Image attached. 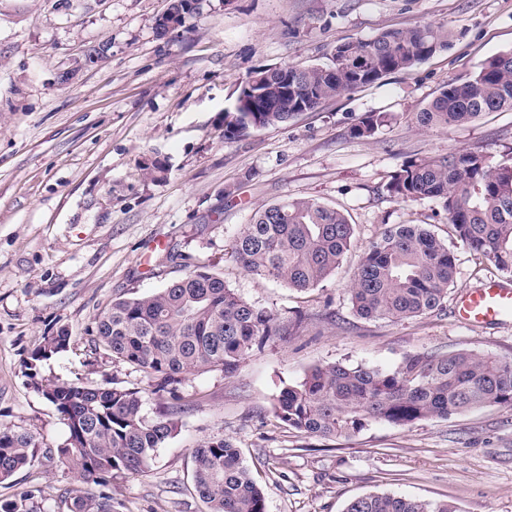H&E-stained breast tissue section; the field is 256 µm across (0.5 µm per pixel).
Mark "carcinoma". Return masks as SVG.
I'll use <instances>...</instances> for the list:
<instances>
[{
  "mask_svg": "<svg viewBox=\"0 0 512 512\" xmlns=\"http://www.w3.org/2000/svg\"><path fill=\"white\" fill-rule=\"evenodd\" d=\"M197 0H170L179 24ZM444 22L389 30L336 47L328 66H288L293 95L283 101L278 76L252 71L263 94L250 112L224 110V139L235 140L288 122L305 109L397 72L408 71L448 47ZM356 48L367 56L358 73L346 64ZM512 111V51L482 63L464 81H453L416 115L423 128L447 129L484 112ZM385 117L369 115L352 128L371 139ZM401 201L434 200L448 215L454 236L497 270L512 273V163H492L483 153L460 149L445 156L404 161L387 184ZM353 225L344 213L313 199H285L257 211L232 245L234 261L247 273L307 291L332 276L349 250ZM456 274V256L425 224H390L365 250L349 293L362 319L402 321L441 311ZM287 329L270 311L257 308L224 285L206 264L138 298L118 297L96 321L98 345L112 358L154 379L153 393L169 405L154 417L135 388L56 380L35 389L52 404L67 428L56 448L60 463L96 490L74 502L72 512H112L105 487L114 472L141 475L159 448L177 432L184 399L177 385L188 374L238 372L258 341ZM61 330L44 338L25 362L34 379L42 364L69 348ZM487 405L512 407V361L457 351L410 353L392 369L334 363L311 368L284 386L273 404L282 424L309 436L350 438L370 423L411 427L448 419ZM38 441L0 426V484L33 465ZM195 493L209 512H266L265 498L233 443L210 438L192 451ZM346 512H458L445 501L366 495Z\"/></svg>",
  "mask_w": 512,
  "mask_h": 512,
  "instance_id": "cac0c4a2",
  "label": "carcinoma"
}]
</instances>
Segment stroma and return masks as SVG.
Masks as SVG:
<instances>
[{"label":"stroma","instance_id":"35a3bbf8","mask_svg":"<svg viewBox=\"0 0 512 512\" xmlns=\"http://www.w3.org/2000/svg\"><path fill=\"white\" fill-rule=\"evenodd\" d=\"M169 0H0V424L36 436L33 466L0 498L37 489L40 512H70L88 487L53 452L67 437L25 376L28 353L58 330L67 352L39 378L138 388L152 379L95 342V319L183 275L165 253L210 265L255 307L294 319L296 335L255 345L231 377L215 370L178 386L188 407L150 473L113 475L114 512H208L191 453L229 438L262 489L266 512H344L366 494L447 501L459 512H512V407L487 406L411 427L373 423L349 439L307 437L272 415L284 385L316 365L393 368L415 351L472 350L512 360V316L466 325L454 308L490 280L512 285L453 234L432 200L386 190L404 160L467 148L512 161V111L422 130L417 112L451 81L512 50V0H200L185 26L159 35ZM447 23L452 38L407 72L327 100L285 124L228 140L221 116L260 67L327 64L337 45L391 29ZM108 43L104 59L88 52ZM389 120L372 139L351 128ZM161 162L165 173L145 176ZM286 197L345 213L350 250L334 275L300 293L244 272L232 243L254 212ZM386 224H425L454 251L443 310L365 320L349 291L365 248Z\"/></svg>","mask_w":512,"mask_h":512}]
</instances>
